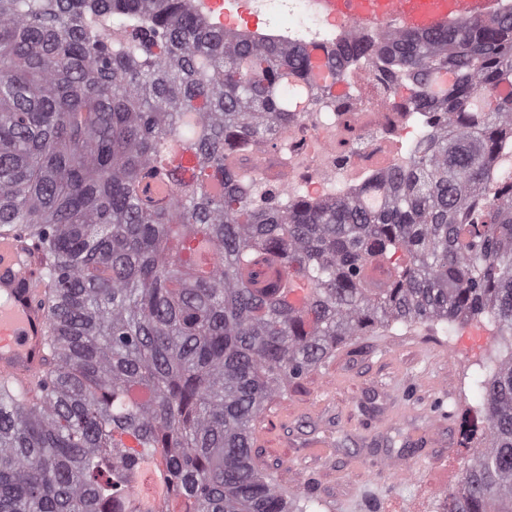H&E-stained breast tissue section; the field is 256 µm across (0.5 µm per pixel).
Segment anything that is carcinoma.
<instances>
[{"label":"carcinoma","instance_id":"obj_1","mask_svg":"<svg viewBox=\"0 0 512 512\" xmlns=\"http://www.w3.org/2000/svg\"><path fill=\"white\" fill-rule=\"evenodd\" d=\"M129 24L112 31V18ZM432 134L364 196L245 166L353 69ZM512 11L309 48L189 0H0V236L40 265L47 370L0 384V512H316L251 455L347 339L486 317L481 452L445 512H512Z\"/></svg>","mask_w":512,"mask_h":512}]
</instances>
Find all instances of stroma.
Masks as SVG:
<instances>
[{"instance_id":"1","label":"stroma","mask_w":512,"mask_h":512,"mask_svg":"<svg viewBox=\"0 0 512 512\" xmlns=\"http://www.w3.org/2000/svg\"><path fill=\"white\" fill-rule=\"evenodd\" d=\"M487 319L395 326L338 347L263 412L252 455L319 512H437L475 458L480 368L504 356Z\"/></svg>"}]
</instances>
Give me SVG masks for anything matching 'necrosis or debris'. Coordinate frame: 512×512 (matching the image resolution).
I'll return each mask as SVG.
<instances>
[{
	"mask_svg": "<svg viewBox=\"0 0 512 512\" xmlns=\"http://www.w3.org/2000/svg\"><path fill=\"white\" fill-rule=\"evenodd\" d=\"M271 18L265 33L287 36L298 43L345 44L349 24L309 11L306 0H268ZM413 113L371 92L355 79L352 93L311 104L289 124L277 152L265 154L268 167L287 162L285 185L319 202L334 195L356 196L385 170L407 163L415 145L408 132Z\"/></svg>",
	"mask_w": 512,
	"mask_h": 512,
	"instance_id": "1",
	"label": "necrosis or debris"
}]
</instances>
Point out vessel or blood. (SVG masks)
<instances>
[{"label": "vessel or blood", "mask_w": 512, "mask_h": 512, "mask_svg": "<svg viewBox=\"0 0 512 512\" xmlns=\"http://www.w3.org/2000/svg\"><path fill=\"white\" fill-rule=\"evenodd\" d=\"M247 0H212L215 24L226 27ZM313 12L365 30L387 28L427 36L461 22L490 20L512 0H309ZM35 257L10 236H0V381L24 384L45 369V313L33 283Z\"/></svg>", "instance_id": "1"}]
</instances>
